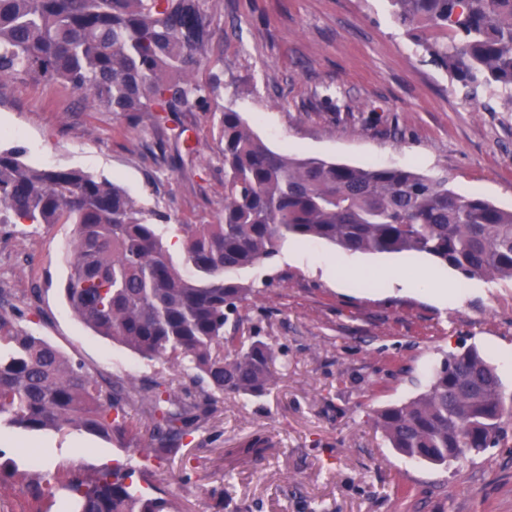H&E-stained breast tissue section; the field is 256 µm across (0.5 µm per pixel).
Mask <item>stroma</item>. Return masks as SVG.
I'll use <instances>...</instances> for the list:
<instances>
[{
	"label": "stroma",
	"instance_id": "35a3bbf8",
	"mask_svg": "<svg viewBox=\"0 0 512 512\" xmlns=\"http://www.w3.org/2000/svg\"><path fill=\"white\" fill-rule=\"evenodd\" d=\"M217 35L196 74L207 101L189 113L191 147L148 119L90 108L58 83L0 86V149L26 162L78 169L118 182L171 239L177 224L218 223L224 143L215 116L240 112L276 151L354 166H411L447 173L460 194L512 207V111L486 106L423 58L387 0H204ZM74 227L0 224V288L15 326L41 336L92 373L164 378L199 391L196 373L140 358L96 335L70 311L63 288ZM302 257L287 261L290 250ZM340 249L281 243L238 275L251 290L240 334L276 352V385L264 396L227 395L180 451L142 453L79 430L0 429V512H69L72 495L31 497L25 476L39 449L44 474H91L134 459L148 486L178 512H512V447L489 448L444 467L390 448L376 410L409 401L445 354L477 348L512 389V282L469 280L423 254H354L360 284L342 288L322 264ZM438 270L463 288L454 307L392 289L382 274ZM260 447H251L254 438ZM86 453L74 456V445Z\"/></svg>",
	"mask_w": 512,
	"mask_h": 512
}]
</instances>
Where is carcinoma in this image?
I'll return each mask as SVG.
<instances>
[{"label": "carcinoma", "mask_w": 512, "mask_h": 512, "mask_svg": "<svg viewBox=\"0 0 512 512\" xmlns=\"http://www.w3.org/2000/svg\"><path fill=\"white\" fill-rule=\"evenodd\" d=\"M421 53L468 88L508 93L512 105V0H389ZM215 36L202 0H0V85L61 82L93 108L153 125L203 100L194 80ZM224 205L218 224H178L176 260L143 208L120 186L78 169H49L0 149V224H72L64 288L72 312L141 358L191 366L207 393L157 379H97L57 348L17 328L0 289V427L76 429L164 460L180 450L210 401L259 397L275 384V352L245 344L231 319L250 288L233 278L283 240H321L360 253L426 254L468 279L512 281V209L448 187V176L407 166L358 167L271 150L240 113L220 116ZM391 447L448 466L512 443V391L475 348L450 353L427 388L377 411ZM133 467L88 477L40 476L33 497L61 483L73 512H174L148 496Z\"/></svg>", "instance_id": "obj_1"}]
</instances>
